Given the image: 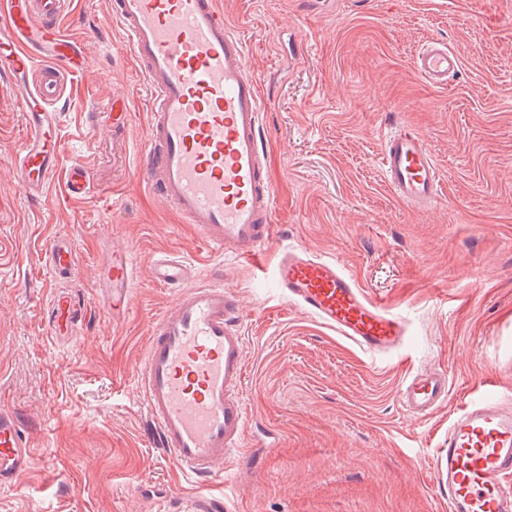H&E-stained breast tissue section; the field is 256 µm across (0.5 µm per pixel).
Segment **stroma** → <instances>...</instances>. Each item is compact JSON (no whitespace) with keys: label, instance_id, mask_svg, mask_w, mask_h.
Listing matches in <instances>:
<instances>
[{"label":"stroma","instance_id":"35a3bbf8","mask_svg":"<svg viewBox=\"0 0 512 512\" xmlns=\"http://www.w3.org/2000/svg\"><path fill=\"white\" fill-rule=\"evenodd\" d=\"M248 43L268 102L263 140L279 198L275 246L335 258L370 295L406 309L405 347L373 358L282 299L270 269L228 261L246 315L248 445L277 448L229 476L226 512H444L430 459L464 393L488 372L512 385V0H220ZM105 0H70L62 25L83 38L89 71L64 81L66 155L87 154L93 197L56 176L27 197L12 166L23 108L0 83V408L18 413L32 464L0 488V512H177L191 494L143 432L137 364L153 320L174 301L148 277L166 251L208 269L193 225L142 186L144 79ZM461 62L445 88L412 68L427 42ZM130 100L127 124L89 126L99 101ZM427 137L443 192L418 213L377 165L385 128ZM64 237L81 262L53 279L43 261ZM127 245L136 268L129 315L97 298L102 245ZM84 304L76 336L54 340L57 289ZM448 371V406L416 422L397 398L399 367Z\"/></svg>","mask_w":512,"mask_h":512}]
</instances>
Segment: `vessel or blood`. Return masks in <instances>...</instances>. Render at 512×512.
Instances as JSON below:
<instances>
[{
	"label": "vessel or blood",
	"mask_w": 512,
	"mask_h": 512,
	"mask_svg": "<svg viewBox=\"0 0 512 512\" xmlns=\"http://www.w3.org/2000/svg\"><path fill=\"white\" fill-rule=\"evenodd\" d=\"M63 0H0V76L24 105V134L14 157L27 196H44L57 173L75 199L96 192L86 157L63 164L60 65H86L80 40L61 25ZM146 82L147 149L138 178L181 219L194 225L215 253L257 269L271 264L275 286L321 325L367 354L401 350L408 329L397 309L372 298L342 264L303 247L279 249L267 262L278 226V196L261 133L267 101L248 67L243 36L224 22L219 0H108ZM421 78L445 87L460 68L441 41L414 59ZM379 164L395 198L410 209L434 210L440 172L425 135L400 123L387 131ZM54 277L71 274L80 256L54 239L45 255ZM149 277L175 293L153 322L137 371L149 439L195 486L224 483L217 464L237 469L246 459L251 422L244 389L246 341L237 292L220 269L197 273L176 256L156 255ZM136 284L129 250L116 247L100 268L98 286L113 317H123ZM56 338L82 325L79 301L54 296ZM446 369L403 375L397 397L411 417L445 408ZM30 441L19 415L0 411V485L29 468ZM432 471L448 492V512H512V393L497 375L464 396L436 448Z\"/></svg>",
	"instance_id": "obj_1"
}]
</instances>
